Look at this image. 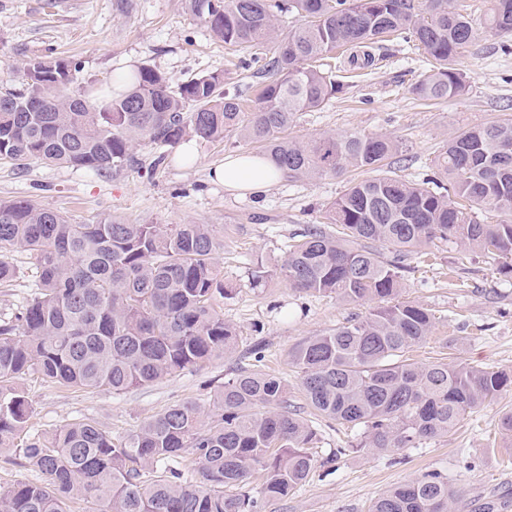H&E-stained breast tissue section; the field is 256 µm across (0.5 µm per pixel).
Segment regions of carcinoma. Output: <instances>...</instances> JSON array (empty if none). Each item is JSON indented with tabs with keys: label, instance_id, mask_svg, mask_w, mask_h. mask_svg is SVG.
<instances>
[{
	"label": "carcinoma",
	"instance_id": "obj_1",
	"mask_svg": "<svg viewBox=\"0 0 512 512\" xmlns=\"http://www.w3.org/2000/svg\"><path fill=\"white\" fill-rule=\"evenodd\" d=\"M486 2L487 31L512 36V0ZM286 12L297 23L283 32L277 16ZM192 13L224 45L265 60L255 111L242 112V93L224 92L221 74L174 91L163 73L141 66L117 75L102 97L93 82L78 83V63L36 57L21 69V88L0 91V159L104 173L124 167L140 143L173 147L190 134L209 141L236 131L290 178L370 170L330 205L336 229L310 227L289 245L278 277L301 292L374 306L292 349L307 412L291 403L281 377L243 370L218 386L209 409L177 403L123 437L74 422L45 438L30 432L32 406L19 386L28 374L118 394L234 351L237 330L216 309L232 293L215 259L224 244L212 224H76L32 200H0V285L18 276L3 250L29 255L36 271L35 292L0 321V448L45 476L0 485V512H68L75 498L106 505L99 512H262L263 501L288 496L318 462L310 414L357 430L351 451L381 454L446 438L512 389V374L500 370L407 358L436 317L402 298L405 258L424 247L491 254L502 259L498 273L512 274V121L448 139L437 158L446 185L380 173L399 151L387 135H285L298 113L344 91L334 70L314 62L389 34L416 43L431 62L413 95L468 94L456 62L477 34L469 6L426 0L419 15L413 0H193ZM462 200L511 220L482 224ZM498 432L511 447L512 410ZM187 457L196 464L190 476ZM254 475L257 494L228 492ZM455 502L448 479L432 471L385 490L368 512H452Z\"/></svg>",
	"mask_w": 512,
	"mask_h": 512
}]
</instances>
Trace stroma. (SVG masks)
Instances as JSON below:
<instances>
[{
	"instance_id": "35a3bbf8",
	"label": "stroma",
	"mask_w": 512,
	"mask_h": 512,
	"mask_svg": "<svg viewBox=\"0 0 512 512\" xmlns=\"http://www.w3.org/2000/svg\"><path fill=\"white\" fill-rule=\"evenodd\" d=\"M502 43V37L479 31L457 60L469 77V93L437 101L420 100L409 91L427 70L422 51L410 44L380 43L370 66L351 52L340 53L336 75L348 85V94L300 113L287 134L297 139L348 130L388 134L401 145L390 160L392 171L422 181L433 174L438 151L449 138L512 118V51H503ZM47 55L79 62V80L99 85L141 65L164 73L173 87L208 73L223 74L230 91L263 80L257 67H239L238 52L213 37L192 14L189 0H0V88L19 87V67ZM192 144L188 153L177 146L139 145L127 167L105 174L36 160L21 167L0 160V200L32 199L77 223L214 225L224 241L219 267L232 289L219 306L238 332L231 354L119 394L58 387L27 375L22 386L32 402V431L48 436L65 424L92 420L124 436L173 404H209L225 377L240 368L282 377L291 401L304 405L291 349L366 314V306L296 291L275 275L289 245L307 228L323 225L329 205L350 183L365 179L366 170L350 167L314 183L284 175L260 194L230 191L215 179V170L227 157L256 152V145L233 133L220 141L196 137ZM9 259L18 279L13 287L0 288V315L20 308L34 287L29 256L13 253ZM259 263L274 274L263 287L252 284ZM498 264L496 256L455 246L407 260L404 297L436 317L432 335L412 347L413 359L448 355L512 374V275L497 273ZM258 344L264 348L260 361L252 354ZM510 408L512 391L474 411L446 438L377 455L350 452L353 430L315 420L319 465L288 497L265 502L262 512H368L384 490L429 471L447 476L457 493L455 512H512V463L504 450L489 445L500 413Z\"/></svg>"
}]
</instances>
